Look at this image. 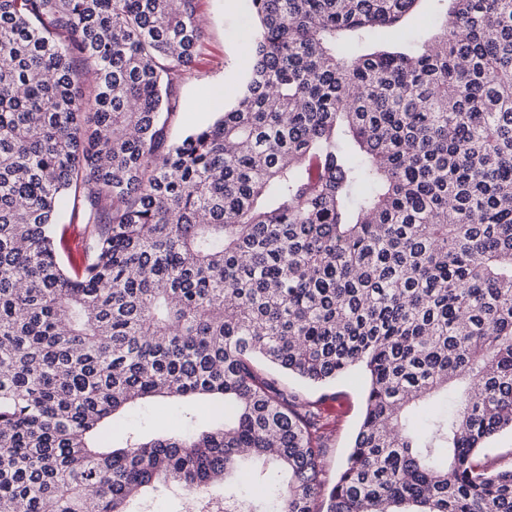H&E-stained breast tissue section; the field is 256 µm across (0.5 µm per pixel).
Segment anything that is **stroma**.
Returning <instances> with one entry per match:
<instances>
[{"mask_svg":"<svg viewBox=\"0 0 512 512\" xmlns=\"http://www.w3.org/2000/svg\"><path fill=\"white\" fill-rule=\"evenodd\" d=\"M197 11L202 47L190 71L172 90L174 110L165 130L170 143L185 131L210 121L215 112L231 102L249 66L247 0H197ZM364 388L363 375L355 372L336 380L331 388L333 397L326 401L321 400L319 388L303 389L308 399L322 402L327 441L321 466L326 480L335 479L339 465L348 456L364 411ZM211 414V406L203 404L146 402L128 409L109 439L117 444L129 432L171 430L189 417L201 429L210 423Z\"/></svg>","mask_w":512,"mask_h":512,"instance_id":"1","label":"stroma"}]
</instances>
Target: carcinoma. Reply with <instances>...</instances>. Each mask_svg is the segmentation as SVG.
<instances>
[{
	"label": "carcinoma",
	"mask_w": 512,
	"mask_h": 512,
	"mask_svg": "<svg viewBox=\"0 0 512 512\" xmlns=\"http://www.w3.org/2000/svg\"><path fill=\"white\" fill-rule=\"evenodd\" d=\"M248 77L163 146L196 0H0V502L136 512L280 478L272 512H512V0H248ZM81 217L70 262L62 204ZM361 368L336 479L315 402ZM220 426L93 435L150 398ZM322 502L325 510L315 508ZM224 512H267L224 490ZM435 4L431 1H423L419 4L418 10L405 22V36L410 34L423 33L429 26L428 16L433 15ZM481 465L508 467L512 464V432L504 431L489 441L478 455ZM185 499L178 489H170L161 495H150L139 502L140 512H189L184 507Z\"/></svg>",
	"instance_id": "obj_1"
}]
</instances>
